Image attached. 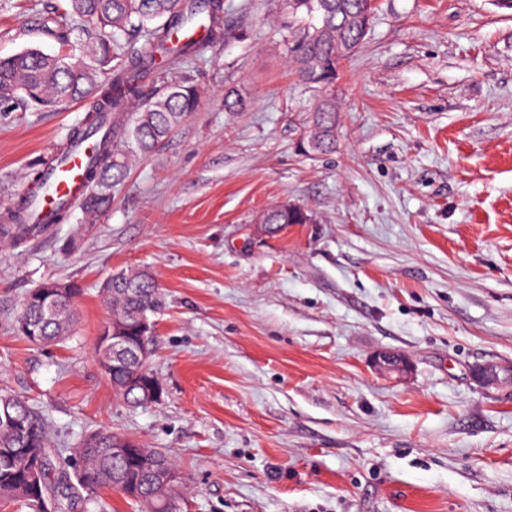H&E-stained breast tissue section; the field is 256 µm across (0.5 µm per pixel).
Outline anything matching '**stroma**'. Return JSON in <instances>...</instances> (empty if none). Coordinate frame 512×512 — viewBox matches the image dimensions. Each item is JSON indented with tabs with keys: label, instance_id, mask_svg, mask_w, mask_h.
Here are the masks:
<instances>
[{
	"label": "stroma",
	"instance_id": "1",
	"mask_svg": "<svg viewBox=\"0 0 512 512\" xmlns=\"http://www.w3.org/2000/svg\"><path fill=\"white\" fill-rule=\"evenodd\" d=\"M246 39L190 66L199 108L130 168L94 219L0 246V390L27 398L67 456L101 430L177 463L181 512H512V11L496 0H375L335 84L288 63L276 0H226ZM68 0H0V59L63 49ZM246 102L224 109V95ZM335 98L336 145L307 140ZM87 102L0 109V214ZM295 205L310 223L270 234ZM165 306L129 406L95 347L114 271ZM77 283L59 342L15 331L26 293ZM408 369L377 367L378 357ZM310 216L301 208L282 205L267 210L262 219L268 232L276 233L287 224H307Z\"/></svg>",
	"mask_w": 512,
	"mask_h": 512
}]
</instances>
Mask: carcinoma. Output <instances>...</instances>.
<instances>
[{
	"label": "carcinoma",
	"instance_id": "1",
	"mask_svg": "<svg viewBox=\"0 0 512 512\" xmlns=\"http://www.w3.org/2000/svg\"><path fill=\"white\" fill-rule=\"evenodd\" d=\"M367 0H279L288 15L284 37L289 61L301 79L318 87L336 81L341 60L348 57L367 36ZM81 20L100 32L99 37L75 46L67 54L49 55L38 49L22 51L0 61V105L54 107L64 102L92 100L94 104L67 138V147L80 145L100 135L95 154L86 167L89 192L79 209L93 216L112 201L111 190L126 177L131 161L147 156L177 129L200 102L198 84L183 68L165 73L147 87L141 72L158 57L193 62L207 43H216L233 32L224 16V0H69V10L51 17L55 33ZM206 29L200 41L185 37L188 26ZM336 106L320 103L307 142L315 152L330 149L335 142ZM45 171L33 173L36 190L28 191L16 207L0 217V245L19 247L35 236L50 233L66 222L71 209L56 210L52 222H30L31 198L44 190ZM310 216L302 209L282 205L267 210L262 223L276 233L287 224H306ZM112 320L138 335L143 317H153L162 306L153 279L138 270L122 269L112 275L106 290ZM38 326L42 342L59 341L70 335L73 306L63 301L55 314H47L35 302L24 301L18 317ZM112 387L130 405L139 406L140 392L128 385L125 371L110 376ZM24 416L18 430L13 418ZM113 434L93 431L72 449L77 465L69 472L48 456L41 480L58 491V512L78 499L88 503L104 488L117 489L125 481L141 485V503L148 512H169L152 497L143 462L178 470L166 454L146 448L145 458L136 454L117 458L107 451ZM49 447L43 417L25 399L0 392V501L20 502L30 512H39L26 490L27 461Z\"/></svg>",
	"mask_w": 512,
	"mask_h": 512
}]
</instances>
